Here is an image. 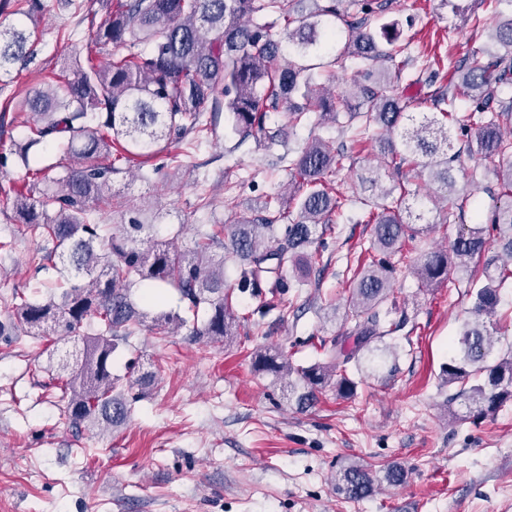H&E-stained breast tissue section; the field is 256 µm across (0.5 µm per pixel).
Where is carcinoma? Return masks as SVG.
<instances>
[{
    "instance_id": "1",
    "label": "carcinoma",
    "mask_w": 512,
    "mask_h": 512,
    "mask_svg": "<svg viewBox=\"0 0 512 512\" xmlns=\"http://www.w3.org/2000/svg\"><path fill=\"white\" fill-rule=\"evenodd\" d=\"M109 13L97 26L90 43H72V53L61 62L47 86L33 91L25 106L32 114L26 122L27 142L18 156L26 170L21 184L0 186L13 194L15 212L52 242V251L40 260H59L66 287L44 301L23 292L12 295L13 315L26 333L36 337H81L80 364L61 367L55 377L66 400L65 416L75 432L101 424L115 426L130 412L119 378L112 376V356L143 322L131 300V288L145 286L153 300L155 287L176 288L187 309L207 317L194 328L192 338L223 343L237 335L238 316L226 288L224 260L211 257V249L224 238V251L239 261L237 287L271 293L289 288L293 270L304 277L319 264L316 247L333 217L347 204H361L369 212L373 241L359 260V270L345 301V336L320 341L324 361L294 366L282 353L267 348L254 359L256 371L295 376L296 405L305 409L332 388L336 397L354 396L357 382L352 371L376 376L387 369L395 351L386 343L400 329L382 320L379 308L391 296L395 265L390 256L404 244L428 234L430 222L411 224L406 217L411 195L404 169L417 173L446 200L459 192L453 176L461 150L454 149L448 123L458 125L466 151L485 162L497 181L498 194L509 201L495 207L485 225H461L447 250L427 252L414 260L423 288H435L453 269L480 268L482 286L474 294V317L463 323L454 342V355L445 368L448 385L457 388L455 399L464 401L474 417L493 415L512 400V349L495 351L494 339L483 317L495 312L500 288L512 279V160L504 159L512 147L504 126L512 124V102L495 99L493 88L512 84V18L492 32L502 54L484 58L475 51L458 64L460 80H448L433 99V113L410 112L399 95V81L408 61L396 62L404 52L397 45L398 24L380 31L369 26L371 16L386 12L391 0H107ZM13 5V13L32 16L40 0H0V8ZM285 26L274 32L279 21ZM38 44L37 30L24 21L0 25V79L11 76L13 66L31 58ZM146 48H140V45ZM112 47L107 62L82 60L83 52ZM330 46L339 56L352 57L377 70L369 83L337 97L321 78L324 64L317 62ZM464 100L470 111L481 112L477 127L460 122L456 103ZM348 116L345 128L351 141H372L378 168L395 182L391 188L377 177L361 178L370 197L347 199L333 194L326 178L345 167L350 156L329 141L314 138L294 153L276 155L287 166L288 197L265 196L255 214L205 235L191 251L179 249L172 239L140 234L156 223L153 207H133V217L110 235H104L99 214L114 202L112 182L126 173L132 155L157 154L173 143L192 146L228 115L239 142L263 139L267 151L286 146V131L310 120L335 122L339 112ZM282 124L268 126L271 116ZM58 142L69 163L58 178L34 169L28 151ZM294 205L295 211L287 206ZM98 321L95 336H80L83 321ZM176 313L162 312L155 319L162 333L185 326ZM406 472L397 464L378 476L364 464L336 471V492L359 502L385 481L399 485Z\"/></svg>"
}]
</instances>
